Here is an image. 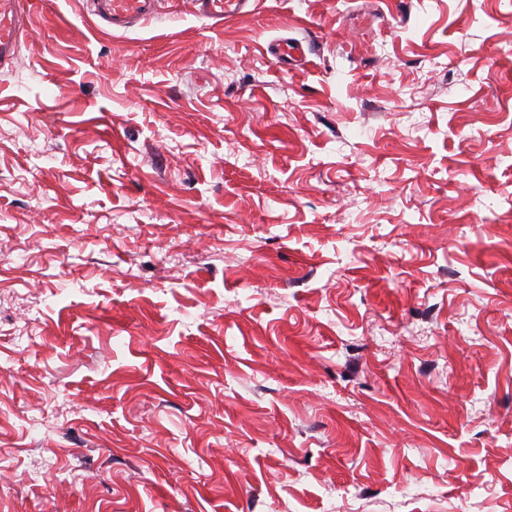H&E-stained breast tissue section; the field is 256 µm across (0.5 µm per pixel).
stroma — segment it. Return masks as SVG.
Segmentation results:
<instances>
[{
  "label": "stroma",
  "instance_id": "1",
  "mask_svg": "<svg viewBox=\"0 0 512 512\" xmlns=\"http://www.w3.org/2000/svg\"><path fill=\"white\" fill-rule=\"evenodd\" d=\"M25 8L0 512H512V0ZM88 13L112 33H126L161 11L163 0H85ZM198 11L214 23L223 24L233 20L236 15L249 5L250 0H196Z\"/></svg>",
  "mask_w": 512,
  "mask_h": 512
}]
</instances>
